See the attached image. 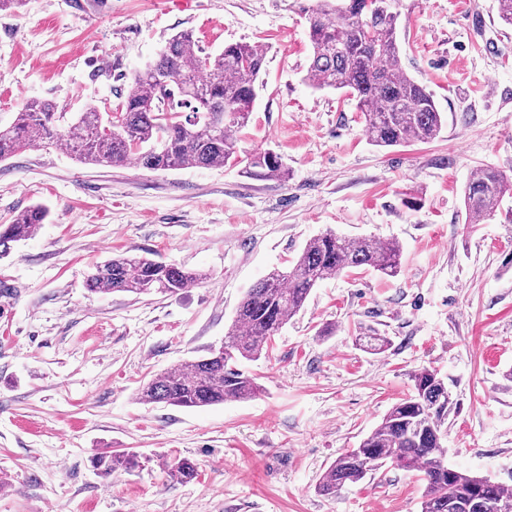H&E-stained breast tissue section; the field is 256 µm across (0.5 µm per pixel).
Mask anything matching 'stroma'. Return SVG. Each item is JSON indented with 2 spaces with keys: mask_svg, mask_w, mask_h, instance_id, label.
<instances>
[{
  "mask_svg": "<svg viewBox=\"0 0 512 512\" xmlns=\"http://www.w3.org/2000/svg\"><path fill=\"white\" fill-rule=\"evenodd\" d=\"M316 5L26 0L0 11L1 127L29 99L71 112L117 104L129 77L189 31L213 54L266 49L240 147L274 150L288 170L279 181L229 166L85 165L57 144L0 162V224L50 210L0 260V512H418L422 484L398 469L332 497L317 485L422 369L456 402L449 465L512 486V193L473 228L463 208L480 168L512 179V26L496 0H399L401 61L445 126L383 149L355 99L304 80V10ZM328 229L398 241L400 274L343 272L314 288L268 355L243 362L262 386L251 400H137L153 376L221 347L247 289ZM142 251L209 277L173 295L87 290L94 264ZM363 328L390 346L366 348ZM116 450L145 466L102 476L93 459ZM182 458L198 467L188 483L169 475Z\"/></svg>",
  "mask_w": 512,
  "mask_h": 512,
  "instance_id": "stroma-1",
  "label": "stroma"
}]
</instances>
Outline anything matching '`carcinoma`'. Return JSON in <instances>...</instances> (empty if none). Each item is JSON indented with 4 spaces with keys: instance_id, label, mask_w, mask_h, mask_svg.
I'll return each instance as SVG.
<instances>
[{
    "instance_id": "cac0c4a2",
    "label": "carcinoma",
    "mask_w": 512,
    "mask_h": 512,
    "mask_svg": "<svg viewBox=\"0 0 512 512\" xmlns=\"http://www.w3.org/2000/svg\"><path fill=\"white\" fill-rule=\"evenodd\" d=\"M398 0H320L307 10L311 46L304 76L312 87L340 90L357 101L369 141L395 147L436 138L444 125L433 96L401 64ZM266 51L259 45L226 44L212 55L185 31L171 36L157 59L129 80L119 104V124L106 112L67 115L54 103L28 100L13 124L0 127V161L36 146L62 141L74 158L90 165H122L129 160L147 170L209 168L231 164L251 179L285 177L279 154L248 153L239 133L251 122L255 88ZM233 108L222 122L206 111ZM189 107L185 118L167 122L164 113ZM512 182L487 167L464 187L466 223L483 224ZM49 210L35 205L8 224H0V259L32 238ZM401 248L367 237H346L327 230L307 241L288 268L274 270L249 288L239 303L224 346L174 365L144 383L137 398L144 404L199 408L226 400H246L262 387L239 366L269 350L275 335L307 302L312 290L338 273L372 269L393 277L400 272ZM207 274L167 263L156 254H122L93 268L86 288L95 294H175L203 283ZM411 390L383 416L358 445L326 469L317 489L334 496L384 467L416 474L424 488L420 512H497L512 505V489L486 476L448 465L445 438L456 402L448 383L434 370L412 374ZM140 466L134 454L99 458L94 468L108 475ZM170 476L190 481L196 467L181 460Z\"/></svg>"
}]
</instances>
